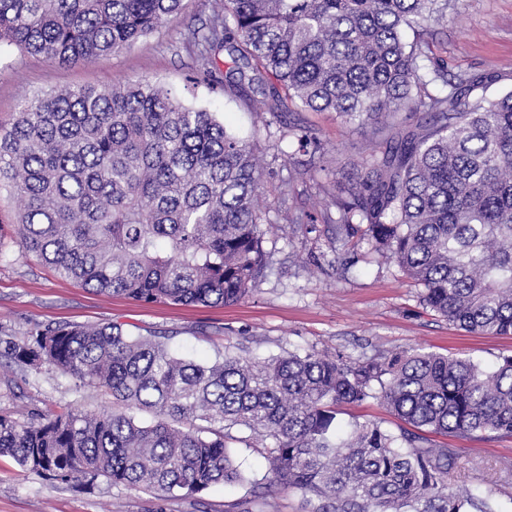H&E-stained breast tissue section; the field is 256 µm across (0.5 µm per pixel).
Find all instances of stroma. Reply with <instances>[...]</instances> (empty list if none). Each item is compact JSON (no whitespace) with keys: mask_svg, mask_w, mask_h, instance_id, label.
I'll list each match as a JSON object with an SVG mask.
<instances>
[{"mask_svg":"<svg viewBox=\"0 0 512 512\" xmlns=\"http://www.w3.org/2000/svg\"><path fill=\"white\" fill-rule=\"evenodd\" d=\"M220 0H184L166 25L133 45L93 63L60 65L0 43V125H10L22 98L76 85L101 87L138 77L153 79L187 102L216 112L227 128L253 143L263 160L259 204L268 230L262 248L268 267L256 290L229 305L177 306L102 296L61 277L14 238L0 240V336L21 341L35 324L117 323L133 334L166 337L170 349L200 362L226 346L261 362L289 351H327L361 361L397 350L423 348L471 357L491 366L512 354L511 336L467 332L426 310L422 288L372 243L336 240L331 193L358 177L379 141L374 126L346 122L287 101L271 114L245 97L210 88L196 74L191 32L205 25ZM433 54L449 74L490 73L492 98L512 90V0H458L446 22L433 28ZM315 146L295 153L301 134ZM293 215L308 223L293 224ZM76 408L111 410L112 397L80 387L71 376L44 366L32 370L0 356V413L31 414ZM233 452L246 475L239 484H215L190 498H156L141 490L77 478L54 483L0 457V512H308L302 492L254 495L266 461L242 431ZM458 459L451 486H464L512 507V438L449 439Z\"/></svg>","mask_w":512,"mask_h":512,"instance_id":"stroma-1","label":"stroma"}]
</instances>
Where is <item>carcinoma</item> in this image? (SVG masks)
Wrapping results in <instances>:
<instances>
[{
  "label": "carcinoma",
  "instance_id": "carcinoma-1",
  "mask_svg": "<svg viewBox=\"0 0 512 512\" xmlns=\"http://www.w3.org/2000/svg\"><path fill=\"white\" fill-rule=\"evenodd\" d=\"M182 2L0 0V43L93 62L162 27ZM448 6L224 0L192 39L206 63L226 51V86L272 113L281 88L360 125L423 113L409 129L391 125L382 156L337 186L338 230L388 253L448 323L512 335V90L475 98L493 75L448 79L429 41ZM4 184L22 202V251L100 295L226 305L252 293L266 266L253 145L149 79L23 99L0 127ZM0 346L20 365L112 395L110 413L0 415V456L59 483L104 477L162 498L233 484L242 475L229 443L244 427L266 441L256 488L297 489L311 512H504L448 488L456 449L427 434L512 437V355L492 368L424 350L366 362L294 351L261 365L226 352L200 364L115 323L36 324ZM368 398L398 431L367 420L338 435L340 406ZM137 411L154 422L139 425Z\"/></svg>",
  "mask_w": 512,
  "mask_h": 512
}]
</instances>
